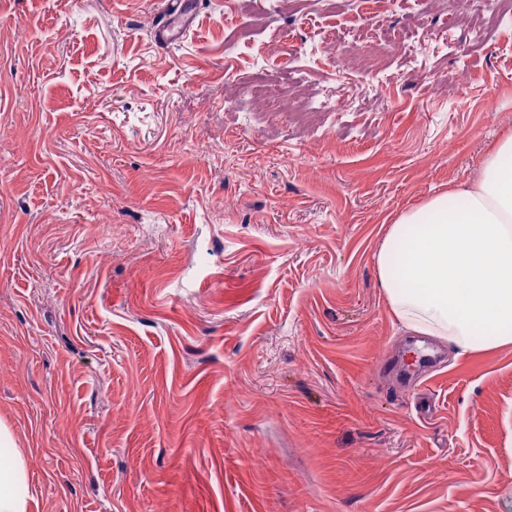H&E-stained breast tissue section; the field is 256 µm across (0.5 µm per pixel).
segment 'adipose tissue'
<instances>
[{"instance_id":"1","label":"adipose tissue","mask_w":512,"mask_h":512,"mask_svg":"<svg viewBox=\"0 0 512 512\" xmlns=\"http://www.w3.org/2000/svg\"><path fill=\"white\" fill-rule=\"evenodd\" d=\"M512 135L466 189L403 213L376 256L395 317L458 354L512 343ZM0 512H29L26 460L0 423Z\"/></svg>"}]
</instances>
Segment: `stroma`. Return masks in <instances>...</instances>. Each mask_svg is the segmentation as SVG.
<instances>
[{
    "label": "stroma",
    "instance_id": "obj_1",
    "mask_svg": "<svg viewBox=\"0 0 512 512\" xmlns=\"http://www.w3.org/2000/svg\"><path fill=\"white\" fill-rule=\"evenodd\" d=\"M192 9L164 45V0H0V421L30 512H512V344L418 338L376 267L512 133V14ZM345 32L405 49L378 74ZM298 68L317 122L241 106Z\"/></svg>",
    "mask_w": 512,
    "mask_h": 512
}]
</instances>
